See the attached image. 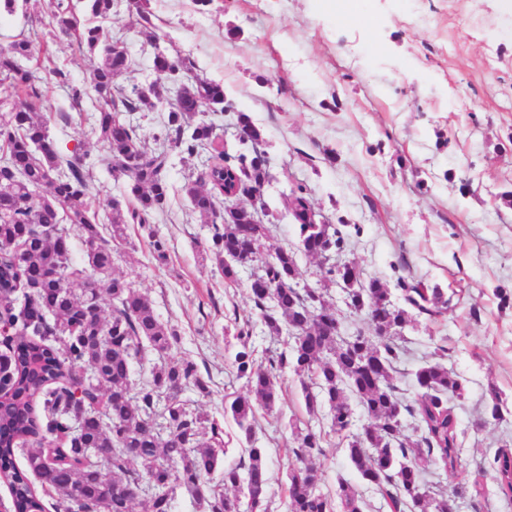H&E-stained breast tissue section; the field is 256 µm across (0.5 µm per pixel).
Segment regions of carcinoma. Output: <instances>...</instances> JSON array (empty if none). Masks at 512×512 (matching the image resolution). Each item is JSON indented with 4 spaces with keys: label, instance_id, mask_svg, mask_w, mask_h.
I'll list each match as a JSON object with an SVG mask.
<instances>
[{
    "label": "carcinoma",
    "instance_id": "obj_1",
    "mask_svg": "<svg viewBox=\"0 0 512 512\" xmlns=\"http://www.w3.org/2000/svg\"><path fill=\"white\" fill-rule=\"evenodd\" d=\"M114 0H50L47 10L28 28L0 45V83L17 96L38 100L41 91L32 71L20 60L31 55L46 36L72 39L81 54L97 57L89 78L73 82L60 67L49 74L71 106L92 104L98 141L113 175L125 179L135 204L125 210L112 204L103 221L87 201L85 157L63 158L49 134L48 120L27 106L0 102V478L8 484L15 512H46L29 476L55 493L54 512H132L142 497L148 512H175V491L183 489L196 512H268L271 483L267 452L254 445L256 414L270 411L277 398L278 370L300 378L310 414L326 407L331 430L346 440L351 466L364 484L387 502L392 512H444L448 494L434 492L426 474L434 466L455 470L461 456L457 420L448 396L463 395L462 382L440 362L427 361L415 373L416 397L405 401L393 373L406 355L401 329L409 314L435 320L448 312L438 288L411 283L400 276L401 302L378 278L346 284L345 304L363 314L375 335L341 334L336 312H326L330 298L320 288H298L296 255L342 254L347 238L334 224H298L297 249L269 250L270 229L256 223L243 207L224 213V179L242 195L263 187L269 178L260 149L261 132L249 115L239 112L246 131L243 149L231 156L217 152L196 180L183 186L193 208L212 224L208 250L224 283H238L239 272L259 268L248 285L265 332L288 335L287 350L263 362L250 342V328L240 326L234 357L237 377L247 393L224 407L244 432L248 463L224 467L220 482L212 474L225 447L224 427L183 399L192 388L211 394L208 382L189 359L171 360L179 343L177 330L163 323L148 298L112 272V248L127 240L128 225L148 229L154 257L166 259L164 240L149 229L154 213L169 199L168 153L148 149L124 112L154 108L163 84L127 96L113 79L129 66L126 51L112 46L104 24L112 19ZM154 65L178 86L163 125V140L190 157L218 140L217 125L202 118L205 109H234L224 85L208 79L180 81L187 62L155 55ZM110 226L105 238L103 224ZM81 231L85 264L71 259L66 225ZM112 297L104 317L100 290ZM150 364L149 376L133 379L136 359ZM367 418L356 427L351 400ZM410 418L420 439L408 444L403 434ZM296 462L285 487L286 512H363L364 502L344 481L336 498L313 485L318 470L312 458L322 453L325 433L310 425L294 428ZM105 452L95 453L93 449ZM498 490L512 498V452H497L491 463Z\"/></svg>",
    "mask_w": 512,
    "mask_h": 512
}]
</instances>
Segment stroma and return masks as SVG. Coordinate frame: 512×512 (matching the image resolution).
<instances>
[{"instance_id":"stroma-1","label":"stroma","mask_w":512,"mask_h":512,"mask_svg":"<svg viewBox=\"0 0 512 512\" xmlns=\"http://www.w3.org/2000/svg\"><path fill=\"white\" fill-rule=\"evenodd\" d=\"M148 7L143 27L119 0L107 24L131 60L115 86L128 93L146 87L158 50L193 61L184 82L223 83L234 111L213 120L225 153L240 148L236 113L248 114L262 134L269 178L258 217L272 227L271 245L296 246L289 198L302 186L322 221L355 226L346 258L364 278L392 286L401 275L447 293V315L403 327L409 355L394 383L413 397V371L446 347L443 363L464 384L462 398L450 401L463 461L427 478L446 492L470 485L478 467L512 450V206L504 201L512 194V7L507 0H358L341 18L323 0H211L205 7L149 0ZM41 57L34 51L28 65L61 155H88L91 204L100 214L113 201L129 203L90 112L70 108ZM208 162L205 152L169 155L170 203L152 219L167 261L154 259L149 238L132 224L113 266L179 330L172 357L209 374L210 396L190 390L187 398L222 417L225 403L247 390L232 366L233 321L255 309L249 272L225 286L206 250L208 220L182 190ZM280 382L274 410L258 412L256 423V444L269 453L270 512H285L293 421L330 426L326 412L307 413L296 375L282 370ZM492 385L506 401L499 421L487 413ZM315 465L323 492L335 493L344 480L365 512H387L337 435L329 433Z\"/></svg>"}]
</instances>
